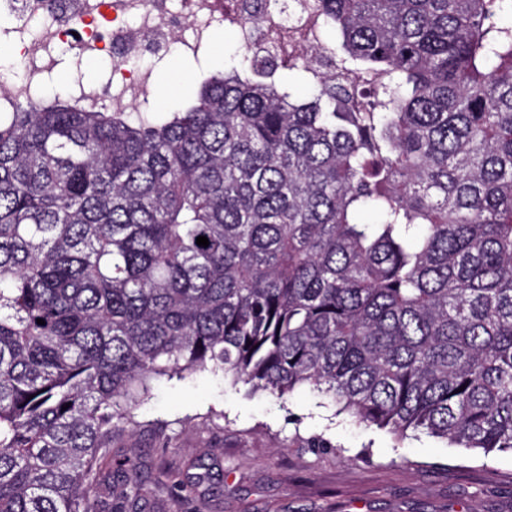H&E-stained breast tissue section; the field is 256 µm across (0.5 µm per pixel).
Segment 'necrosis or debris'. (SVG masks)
<instances>
[{
	"instance_id": "necrosis-or-debris-1",
	"label": "necrosis or debris",
	"mask_w": 512,
	"mask_h": 512,
	"mask_svg": "<svg viewBox=\"0 0 512 512\" xmlns=\"http://www.w3.org/2000/svg\"><path fill=\"white\" fill-rule=\"evenodd\" d=\"M251 0H235L232 23L239 44L260 53L271 43L279 47V62L298 56L323 67V43L311 19L295 10L296 0H273L263 23L246 20ZM219 0H181L171 11L167 0H26L39 17L38 27L17 18L0 30V40L13 50L24 72L0 95V112H12L28 101H44L45 90L58 67L57 51L68 47L79 61L109 57L110 78L102 83L74 78L67 85L70 105L84 112H152L155 75L134 66L147 49L177 46L190 61L209 53L212 21L222 17Z\"/></svg>"
}]
</instances>
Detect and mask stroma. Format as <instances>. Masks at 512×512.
Returning <instances> with one entry per match:
<instances>
[{
	"label": "stroma",
	"instance_id": "1",
	"mask_svg": "<svg viewBox=\"0 0 512 512\" xmlns=\"http://www.w3.org/2000/svg\"><path fill=\"white\" fill-rule=\"evenodd\" d=\"M137 420L114 448L150 473L141 512H512L511 454L399 439L306 388L162 378Z\"/></svg>",
	"mask_w": 512,
	"mask_h": 512
}]
</instances>
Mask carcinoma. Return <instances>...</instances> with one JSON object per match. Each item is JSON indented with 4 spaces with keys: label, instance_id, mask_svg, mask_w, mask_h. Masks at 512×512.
Masks as SVG:
<instances>
[{
    "label": "carcinoma",
    "instance_id": "1",
    "mask_svg": "<svg viewBox=\"0 0 512 512\" xmlns=\"http://www.w3.org/2000/svg\"><path fill=\"white\" fill-rule=\"evenodd\" d=\"M506 12L312 0L331 72L245 50L150 121L0 113V512H91L105 466L136 508L112 442L197 371L512 453Z\"/></svg>",
    "mask_w": 512,
    "mask_h": 512
}]
</instances>
